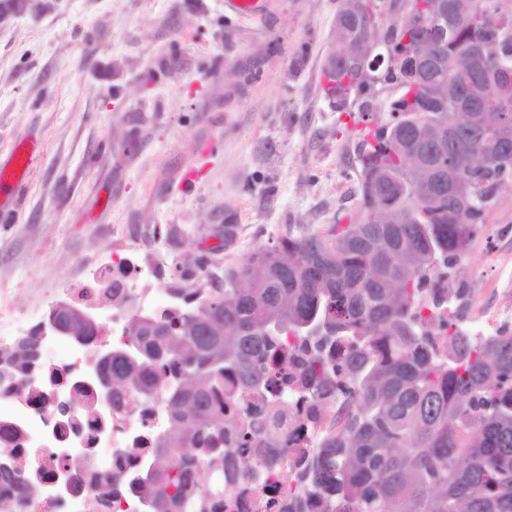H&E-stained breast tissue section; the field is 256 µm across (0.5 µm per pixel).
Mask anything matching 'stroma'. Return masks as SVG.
I'll list each match as a JSON object with an SVG mask.
<instances>
[{"instance_id":"1","label":"stroma","mask_w":512,"mask_h":512,"mask_svg":"<svg viewBox=\"0 0 512 512\" xmlns=\"http://www.w3.org/2000/svg\"><path fill=\"white\" fill-rule=\"evenodd\" d=\"M340 0H20L0 20V161L39 147L0 209V303L33 308L112 248L172 288L357 207V130L322 81ZM239 233L224 244V218ZM461 326L512 329V187L459 266ZM224 10L239 18L262 16L263 0H224Z\"/></svg>"}]
</instances>
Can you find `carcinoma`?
Segmentation results:
<instances>
[{"instance_id": "carcinoma-1", "label": "carcinoma", "mask_w": 512, "mask_h": 512, "mask_svg": "<svg viewBox=\"0 0 512 512\" xmlns=\"http://www.w3.org/2000/svg\"><path fill=\"white\" fill-rule=\"evenodd\" d=\"M406 0L374 53L375 0H343L332 33L336 52L355 64L324 62L333 108L360 102L354 123L363 159L360 201L345 224L288 233L224 266V287L201 276L177 288L183 305L132 318L129 341L143 348L105 365L112 382L139 399L162 394L169 435L152 449L132 483L152 512H208L224 486L188 489L183 473L197 457L233 485L236 463L264 472L282 448L281 422L308 403L346 399L317 449H301L288 512L318 500L324 512H512V332L472 335L451 306L465 289L454 269L476 237L499 190L512 184V0ZM437 52L425 79L434 100L407 86L402 61L423 43ZM474 42L490 62L476 75L465 56ZM399 90L390 119L372 114V91ZM461 91L481 127L459 125L448 92ZM451 158L453 166L431 165ZM37 356L32 336L0 362L15 376ZM232 380L234 397L272 399L262 425L225 429L215 393ZM231 449L224 450V443ZM0 483L25 492L22 468L0 465Z\"/></svg>"}]
</instances>
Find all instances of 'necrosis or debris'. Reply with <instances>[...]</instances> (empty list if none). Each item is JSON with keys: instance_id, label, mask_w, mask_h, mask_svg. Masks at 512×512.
Returning <instances> with one entry per match:
<instances>
[{"instance_id": "4bbe7bcc", "label": "necrosis or debris", "mask_w": 512, "mask_h": 512, "mask_svg": "<svg viewBox=\"0 0 512 512\" xmlns=\"http://www.w3.org/2000/svg\"><path fill=\"white\" fill-rule=\"evenodd\" d=\"M101 274L121 289L97 334L82 346L67 336L42 335L37 367L17 382H0V464H21L31 485L24 494L0 487V512H150L127 488L110 494L102 488L108 476L144 474L168 428L163 401L134 400L105 412L87 371L104 341L116 347L127 341L136 311L162 309L166 291L155 285L161 264L146 251L114 259ZM52 307L48 301L0 314V352L36 331ZM292 491L288 472L256 481L245 468L231 500L213 498L211 512H282Z\"/></svg>"}]
</instances>
